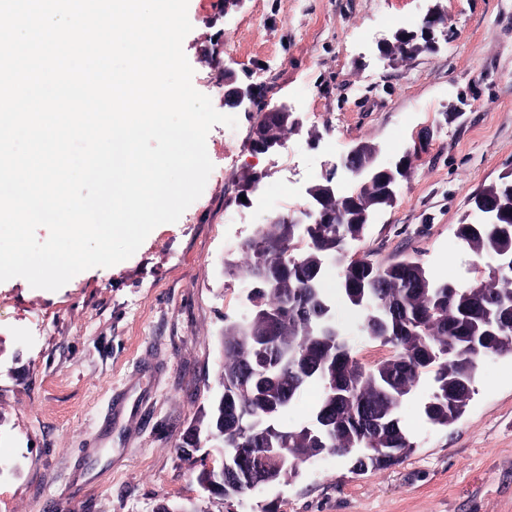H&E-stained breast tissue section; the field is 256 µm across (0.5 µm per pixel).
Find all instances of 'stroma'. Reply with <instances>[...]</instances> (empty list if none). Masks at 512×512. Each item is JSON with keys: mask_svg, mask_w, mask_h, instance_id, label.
I'll use <instances>...</instances> for the list:
<instances>
[{"mask_svg": "<svg viewBox=\"0 0 512 512\" xmlns=\"http://www.w3.org/2000/svg\"><path fill=\"white\" fill-rule=\"evenodd\" d=\"M224 3L189 0L193 87L228 113L211 87L233 70L288 104L300 128L261 154L252 119L238 113L236 130L207 136L214 168L201 197L132 257L56 291L0 283V461L10 466L0 512H157L188 501L198 512H512V356L483 358L467 411L447 428L425 418L422 376L401 408L416 448L396 464L357 472L353 456L326 454L231 505L199 485L221 457L179 445L219 391L225 321L252 313L240 244L257 225L302 217L308 188L358 144L374 145L382 166L415 151L394 203L373 213L349 256H413L436 278L468 283L499 259L474 256L456 229L477 221L473 196L512 173V0ZM433 6L448 14L434 49L382 58L379 38L419 31ZM247 175L269 208L254 193L240 199ZM228 210L237 223H225ZM326 286L335 298V270ZM333 308L361 363L391 356L362 331L361 312L336 298Z\"/></svg>", "mask_w": 512, "mask_h": 512, "instance_id": "35a3bbf8", "label": "stroma"}]
</instances>
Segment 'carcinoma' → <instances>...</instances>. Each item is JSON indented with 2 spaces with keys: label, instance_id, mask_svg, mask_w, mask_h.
Here are the masks:
<instances>
[{
  "label": "carcinoma",
  "instance_id": "obj_1",
  "mask_svg": "<svg viewBox=\"0 0 512 512\" xmlns=\"http://www.w3.org/2000/svg\"><path fill=\"white\" fill-rule=\"evenodd\" d=\"M295 130L292 113L265 116L257 124V142L283 140ZM357 167L371 173L357 192L330 195L327 182L312 186L314 206L336 214V223L311 220L296 224L282 217L254 230L245 243L252 287L262 318L224 325V365L220 374L224 397H215L200 423L211 429L214 442L228 449L264 450L283 439L287 461L270 475L281 481L310 461L312 448H331L343 455L361 448L366 467L395 464L414 448L399 409L429 374L434 389L424 405L430 425L447 428L459 420L474 394L479 361L489 355H512V269L467 286L433 277L414 257L386 266L366 257L346 262V246L363 239V212L389 205L396 185L373 169L376 148L360 144ZM512 174L484 188L488 198L508 195ZM458 238L474 254L493 252L512 262V208L505 207L497 224H461ZM308 239L298 252L292 242ZM340 263L339 288L347 300L359 297L365 309L367 335L391 346L395 354L366 368L355 358L346 337L329 321L331 302L325 291V261ZM275 334L267 336L268 320ZM278 364L274 374L252 371L266 341ZM335 385L323 391L310 421L295 428L280 424L282 411L305 387L322 378ZM329 412L332 422L321 438L314 423Z\"/></svg>",
  "mask_w": 512,
  "mask_h": 512
}]
</instances>
